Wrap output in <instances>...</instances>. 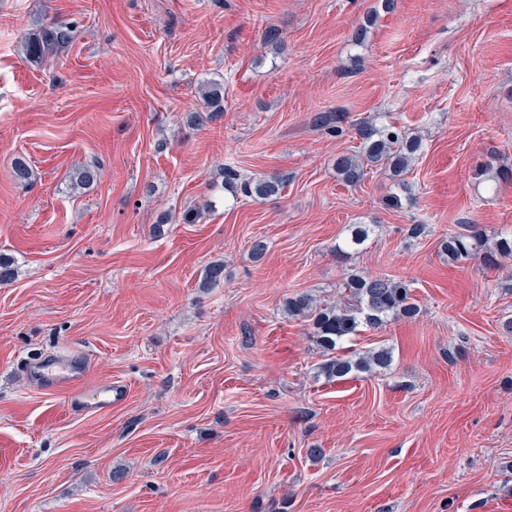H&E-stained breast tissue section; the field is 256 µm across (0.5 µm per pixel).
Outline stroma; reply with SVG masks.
<instances>
[{"mask_svg": "<svg viewBox=\"0 0 512 512\" xmlns=\"http://www.w3.org/2000/svg\"><path fill=\"white\" fill-rule=\"evenodd\" d=\"M53 20L74 41L30 62L24 38ZM207 82L224 117L189 126ZM325 112L346 113L341 135ZM362 119L421 140L401 207L383 171L336 175ZM94 156L100 180L71 190ZM488 163L512 164V0H0V512H512V259L439 248L463 224L512 233ZM227 165L285 188L205 209ZM353 224L375 232L337 257ZM354 270L410 281L420 313L350 341L391 347L389 371L329 382L284 301ZM74 351L89 386H125L111 410L15 369Z\"/></svg>", "mask_w": 512, "mask_h": 512, "instance_id": "stroma-1", "label": "stroma"}]
</instances>
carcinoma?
Here are the masks:
<instances>
[{
  "label": "carcinoma",
  "mask_w": 512,
  "mask_h": 512,
  "mask_svg": "<svg viewBox=\"0 0 512 512\" xmlns=\"http://www.w3.org/2000/svg\"><path fill=\"white\" fill-rule=\"evenodd\" d=\"M76 34V27L63 21L40 25L23 42L26 58L41 63L54 57L57 52L70 45ZM204 107L202 112L189 115V123L202 126L217 122L224 116V93L217 83L204 84L202 90ZM346 116L341 113L320 115L315 124L340 135ZM359 139L356 154H343L336 158V174L349 186L359 183L364 168L380 167L392 177L401 176L410 164L419 144L417 139L394 125L378 127L369 120L352 124ZM101 164L92 160L79 165L72 174V184L83 188L91 186L100 177ZM490 188L495 190L502 183L512 181V168L486 166ZM223 182L233 187L240 186L246 196L267 198L275 196L284 187V181L277 176L261 175L243 182L231 167L223 168ZM367 224L352 227L350 238L336 246V255L345 256L347 250L362 245L370 236ZM442 252L448 261L462 263L471 260L479 262L487 271L501 268V260L512 257V234H500L490 241L477 224H468L459 233H450L441 243ZM224 280V262L213 261L205 269L203 286L212 288ZM284 310L291 318H303L311 322L312 338L324 359L317 367V375L329 382L342 380L353 373L381 374L393 364V350L387 346L372 348L363 353L339 354L337 350L366 326L378 329L393 319H413L419 314V306L411 284L388 274H371L364 271L350 273L338 287L337 295L317 298L308 293H296L289 297Z\"/></svg>",
  "instance_id": "1"
}]
</instances>
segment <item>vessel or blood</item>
Returning <instances> with one entry per match:
<instances>
[{"label": "vessel or blood", "instance_id": "b4317fda", "mask_svg": "<svg viewBox=\"0 0 512 512\" xmlns=\"http://www.w3.org/2000/svg\"><path fill=\"white\" fill-rule=\"evenodd\" d=\"M89 362L80 352L67 355H38L22 360L21 369L41 388L64 391L69 395L68 406L74 411L111 409L123 397V387L118 383L99 385L93 399H86L82 386L87 378Z\"/></svg>", "mask_w": 512, "mask_h": 512}]
</instances>
